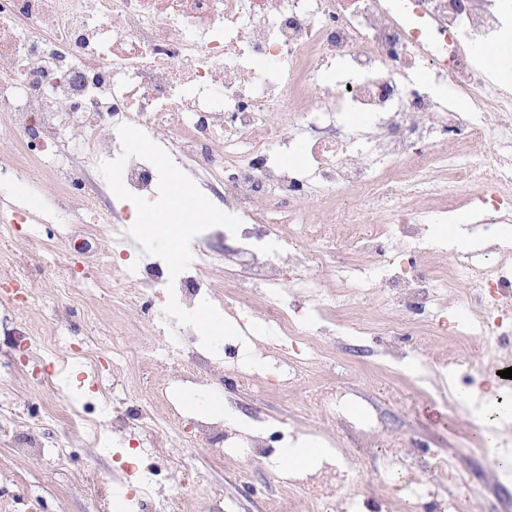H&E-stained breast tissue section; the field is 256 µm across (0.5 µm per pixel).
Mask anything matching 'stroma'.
I'll list each match as a JSON object with an SVG mask.
<instances>
[{"label":"stroma","instance_id":"stroma-1","mask_svg":"<svg viewBox=\"0 0 512 512\" xmlns=\"http://www.w3.org/2000/svg\"><path fill=\"white\" fill-rule=\"evenodd\" d=\"M462 224L466 244L438 245L435 261L451 263L464 253H487L492 259L512 263V233L498 239L492 251L473 214H465ZM81 230L75 218L46 224L39 235L24 238L19 248L37 252L43 239L50 237L59 253L70 255L80 272L77 287L97 307L102 333L88 335L74 317L59 323L58 332L66 341L97 352L106 366L93 373L83 364H74L63 382V392L55 395L39 384L50 365L36 366L25 355H18L14 386L0 394V512H110V503L116 499L122 502V512H139L137 478L127 461L140 429L130 426L122 439L95 449L85 446L82 434L66 431L45 416L49 402L75 404L103 391L113 395L112 404L99 415L107 423L135 404L133 382L160 383L166 377L163 367L156 364L137 374L125 363L109 365L107 337H122L132 346L150 341L158 348L165 339L137 313L115 306L111 292L103 287L110 279L107 266L92 263L87 254L71 252L70 240ZM349 277L350 285L336 288L337 316H344L351 306L370 317L384 315L388 289L355 288V281L365 277L358 269L351 270ZM59 306L54 272L36 270L32 294L15 317L25 334L33 335L42 323L56 317ZM444 317L442 335L414 337L399 365L385 358L386 345L378 337L353 336L340 329L325 337L328 352L310 372L305 389L281 391L274 375L264 368L257 370L251 387L186 410L187 419L229 411L249 425L273 417L282 421L289 436H307L333 449L343 480L328 502L303 495L296 480L278 472L270 460L248 462L231 456L219 461L205 449L189 448L181 462L169 463L164 444L182 436L185 424L169 428L152 454L173 483L203 477L222 495L224 512H277L282 503L290 512H341L346 502L357 512H409L411 503L397 487L415 481L425 482L421 502L431 512L442 502L465 504L468 512H512V467L505 465L512 460V428L503 431L497 447H480L472 409L456 398L453 378L436 367L445 358H469L476 402L497 401L501 414L512 418V390L488 369L492 360L512 366V335L489 341L466 311L453 305ZM328 386L340 387L343 405L327 431L318 407L307 401L305 391ZM16 415L26 417L27 425L13 424ZM447 455L453 458L458 480H448L440 472L438 462ZM99 478L112 484V492L97 488Z\"/></svg>","mask_w":512,"mask_h":512}]
</instances>
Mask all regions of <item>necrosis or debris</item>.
Returning <instances> with one entry per match:
<instances>
[{
    "label": "necrosis or debris",
    "instance_id": "4bbe7bcc",
    "mask_svg": "<svg viewBox=\"0 0 512 512\" xmlns=\"http://www.w3.org/2000/svg\"><path fill=\"white\" fill-rule=\"evenodd\" d=\"M512 30L507 0H0V131L10 140L9 185L33 184L50 170L58 199L40 213L0 207V247L22 224H59L79 212L86 225L72 243L84 251L95 225L112 226L100 258L110 286L139 308L152 295V324L166 330L169 381L140 391L168 399L172 383L204 392L249 384L251 368L224 370L223 353L197 348L190 327L164 314L169 296L186 309L214 299L202 268L224 265V284L258 288L259 302L240 303L241 331L255 319L294 352L276 367L281 387L299 382L319 354L299 345V326L322 311L328 278L346 281L331 247L332 225L359 266L392 292V336H429L423 312L465 281L479 292L474 321L498 333L512 321V265L464 260L455 267L385 258L398 240L422 251L429 225L462 211L481 214L495 234L512 222V90L500 85L477 50ZM459 98L473 108L460 112ZM128 124L163 148L175 165L241 221L238 233L212 227L194 240L195 256L177 277L139 260L123 208L101 210L85 169L122 152ZM357 195L383 220L337 212ZM321 217L307 218L306 202ZM9 302L28 297L29 268L59 267L53 246L15 255ZM104 395L50 410L97 448L126 420L92 417ZM244 432L223 418L193 420L171 442L169 460L205 444L222 458L247 449L270 454L265 431ZM140 493L155 512H178L181 491H167L150 456L138 459Z\"/></svg>",
    "mask_w": 512,
    "mask_h": 512
}]
</instances>
